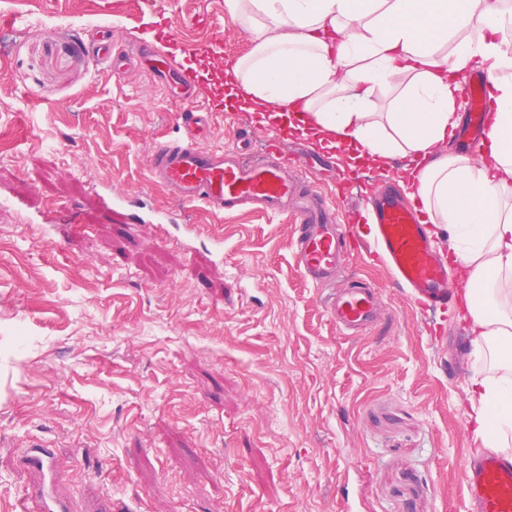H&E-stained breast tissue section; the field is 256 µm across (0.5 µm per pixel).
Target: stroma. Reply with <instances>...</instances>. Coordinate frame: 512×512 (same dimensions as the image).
Segmentation results:
<instances>
[{"mask_svg": "<svg viewBox=\"0 0 512 512\" xmlns=\"http://www.w3.org/2000/svg\"><path fill=\"white\" fill-rule=\"evenodd\" d=\"M26 14L0 31V512L54 449L73 503L119 512H466L461 472L481 451L467 390L488 365L448 375L450 336L421 334L404 292L360 251L347 268L386 314L340 334L327 289L304 280L290 218L243 209L188 218L148 178L173 102L149 75L116 78L89 50L113 23L129 48L165 21L175 40L234 60L255 46L224 0H0ZM406 161L334 171L313 184L399 178ZM172 212L164 227L103 208L89 182Z\"/></svg>", "mask_w": 512, "mask_h": 512, "instance_id": "stroma-1", "label": "stroma"}]
</instances>
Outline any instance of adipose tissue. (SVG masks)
Wrapping results in <instances>:
<instances>
[{
    "instance_id": "adipose-tissue-1",
    "label": "adipose tissue",
    "mask_w": 512,
    "mask_h": 512,
    "mask_svg": "<svg viewBox=\"0 0 512 512\" xmlns=\"http://www.w3.org/2000/svg\"><path fill=\"white\" fill-rule=\"evenodd\" d=\"M249 29L253 51L224 68L233 96L319 143L348 147L349 161L407 158L431 223L449 235L451 261L467 276L476 353L495 374L473 378V434L484 447L512 450V8L498 0H225ZM486 65L496 104L487 158L444 153L458 123L460 78ZM412 83L390 111L370 97L402 73Z\"/></svg>"
}]
</instances>
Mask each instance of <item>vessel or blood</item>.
I'll list each match as a JSON object with an SVG mask.
<instances>
[{"label":"vessel or blood","mask_w":512,"mask_h":512,"mask_svg":"<svg viewBox=\"0 0 512 512\" xmlns=\"http://www.w3.org/2000/svg\"><path fill=\"white\" fill-rule=\"evenodd\" d=\"M93 57L107 70L126 73L147 69L158 86L178 87L185 100L195 97L193 70L171 65L144 46L118 55L103 44ZM463 91L470 108L456 138L461 142L483 139L492 110L486 77L480 73L469 76ZM222 109V103L212 98L197 111L181 113L183 138L159 141L152 148L150 173L180 206L201 203L219 216L246 204L258 211L292 214V248L298 271L313 285L332 287L328 313L344 333L363 334L383 312L384 303L376 290L362 278L343 274L348 242L364 234L372 240L374 260L407 288L409 306L418 310L447 308L456 283L448 274L447 255L432 247L430 229L419 205L386 184L366 187L372 198L370 217H363L346 195L328 204L321 193L304 185L307 174L318 166L314 159L297 153L285 162L271 153L256 161L244 160L250 141L246 135L231 149L209 144L210 115ZM26 464L38 479L26 486L20 499L21 512H69L54 484L51 449H30ZM462 477L472 512H512L511 459L495 454L470 459Z\"/></svg>","instance_id":"vessel-or-blood-1"}]
</instances>
